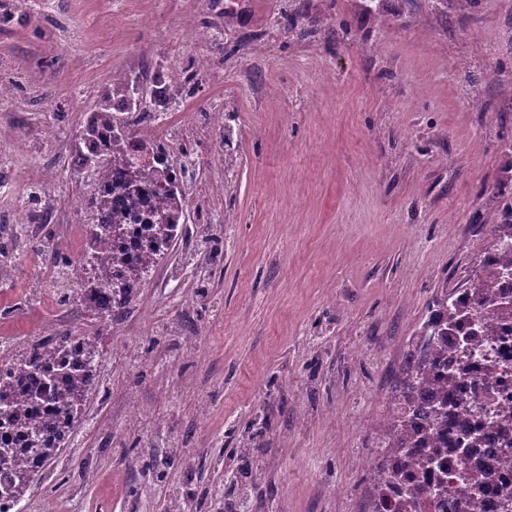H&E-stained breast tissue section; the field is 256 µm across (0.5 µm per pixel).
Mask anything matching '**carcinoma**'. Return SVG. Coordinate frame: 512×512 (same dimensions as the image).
I'll list each match as a JSON object with an SVG mask.
<instances>
[{"instance_id":"1","label":"carcinoma","mask_w":512,"mask_h":512,"mask_svg":"<svg viewBox=\"0 0 512 512\" xmlns=\"http://www.w3.org/2000/svg\"><path fill=\"white\" fill-rule=\"evenodd\" d=\"M154 110L166 108L174 91L172 88L154 81ZM147 107L139 84L127 75L112 79L102 92L97 106L82 127L81 140L88 153L77 160L87 176L97 186L88 201L90 221L112 234V245L104 246L99 234L90 235L89 250L85 254V264L92 267L94 277L87 281L86 288L92 292L103 283L112 285L115 295L116 316H121L126 304L132 300L127 283L136 285L146 281L155 267L161 253L185 231L180 224L184 212V199L179 178L173 176L170 167L162 164L158 157L167 153L166 145L154 139L139 141L137 152L145 159L133 161L128 155L127 145L134 135L125 120L118 117L120 112L144 111ZM500 204L497 213L486 220L492 226L493 241L501 242L504 251L494 257L499 265L498 274L504 278L512 275V191L499 192ZM151 203L144 216L151 239L145 259L134 262L120 250L123 237V224L127 217L141 211V206ZM452 295L445 293L433 302L430 313L439 316L427 320L422 335L427 337L419 348L420 357L408 364L394 386L393 400L404 405L408 415L396 417L388 422L389 434L396 443L408 444L413 439L410 421L413 416L423 417L426 425L438 431L448 426V394L454 389L456 375L448 372L444 376L443 396L425 399L422 384L430 368L440 361L445 352L448 336L459 333L461 325L468 318L485 307L494 308L502 317L512 318V302H503L497 288L486 277H477L471 284L472 306L461 301H451ZM44 359L53 361L67 354L64 341L50 340L42 345ZM66 390L55 393L53 415L44 420L23 448H3L0 446V463L9 471L8 488L17 494L19 488L29 479L34 469L32 460L55 458L62 442L68 435L74 414L84 398V393L93 379V371L85 374L66 375ZM27 384L24 374L11 376L0 374V412L8 422L23 428L30 425L28 411L10 405L16 388ZM374 480L379 485H392L401 480V471L383 464L373 470Z\"/></svg>"}]
</instances>
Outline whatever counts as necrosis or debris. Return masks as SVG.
<instances>
[{
    "mask_svg": "<svg viewBox=\"0 0 512 512\" xmlns=\"http://www.w3.org/2000/svg\"><path fill=\"white\" fill-rule=\"evenodd\" d=\"M493 339L464 350L462 337H450L431 378L443 371L457 374L449 396L448 429L428 433L416 428L409 448L390 449L387 460L404 480L396 487L373 486L364 512L417 497L419 512H460L478 496L484 512H502L512 500V320H487ZM439 447L430 457L431 447Z\"/></svg>",
    "mask_w": 512,
    "mask_h": 512,
    "instance_id": "4bbe7bcc",
    "label": "necrosis or debris"
}]
</instances>
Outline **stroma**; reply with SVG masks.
Masks as SVG:
<instances>
[{
	"label": "stroma",
	"mask_w": 512,
	"mask_h": 512,
	"mask_svg": "<svg viewBox=\"0 0 512 512\" xmlns=\"http://www.w3.org/2000/svg\"><path fill=\"white\" fill-rule=\"evenodd\" d=\"M511 37L512 0H0V355L53 319L96 368L19 512H358L429 309L512 188V84L486 88ZM150 70L182 91L157 134L191 149L187 233L108 325L49 254L88 246L86 116Z\"/></svg>",
	"instance_id": "35a3bbf8"
}]
</instances>
